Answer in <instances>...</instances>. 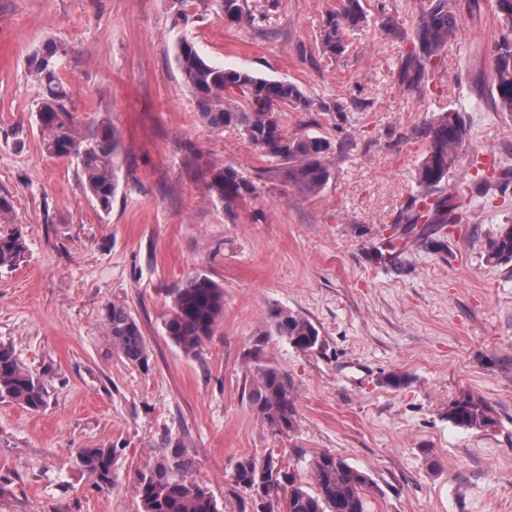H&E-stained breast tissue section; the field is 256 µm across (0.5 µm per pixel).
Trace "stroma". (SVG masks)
I'll return each mask as SVG.
<instances>
[{
	"instance_id": "1",
	"label": "stroma",
	"mask_w": 512,
	"mask_h": 512,
	"mask_svg": "<svg viewBox=\"0 0 512 512\" xmlns=\"http://www.w3.org/2000/svg\"><path fill=\"white\" fill-rule=\"evenodd\" d=\"M338 0H248L262 26L225 22L210 0H0V222L21 228L27 251L0 271V341L48 390L37 412L0 400V512H137L138 474L181 441L193 478L224 512H241L237 462L276 453H336L370 474L367 512H512V264L490 263L488 237L512 225V115L492 94V50L506 31L493 0H457L456 37L420 91L397 81L410 32L429 0H362L367 20L347 52L316 43ZM398 11L401 36L381 17ZM214 63L287 80L344 117L281 115L288 136L332 145L331 177L315 195L275 175L276 162L236 130L197 115L175 63L180 39ZM67 44L60 77L83 128L119 136V188L109 210L76 163L50 157L28 70L44 43ZM457 109L468 129L448 173L492 167L447 228L443 253L410 252L401 267L370 262L410 213L426 144L416 129ZM232 166L256 192L233 210L212 200L209 171ZM204 274L224 288V315L198 353L165 333L172 289ZM125 304L149 349L148 367L113 347L104 308ZM303 316L324 340L303 352L271 334L268 311ZM287 371L296 430L275 437L252 413L253 350ZM408 375L394 389L384 375ZM481 397L496 424L448 422L452 400ZM117 451L98 489L74 457Z\"/></svg>"
}]
</instances>
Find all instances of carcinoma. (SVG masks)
Here are the masks:
<instances>
[{
    "label": "carcinoma",
    "instance_id": "cac0c4a2",
    "mask_svg": "<svg viewBox=\"0 0 512 512\" xmlns=\"http://www.w3.org/2000/svg\"><path fill=\"white\" fill-rule=\"evenodd\" d=\"M224 20L232 24H256L266 19L262 12L245 8V0H214ZM497 17L512 32V0H494ZM365 19L361 0H340L339 7L327 13L319 30L318 47L329 58L342 56L348 47L349 31ZM460 17L456 0H430L414 24L412 48L401 59L398 80L407 90H416L433 61L452 41ZM68 55L67 47L47 42L28 59L29 72L42 86L36 104V117L51 157L78 161L85 186L103 209L112 205L118 187V138L111 125L101 124L83 130L67 107L68 92L59 77L58 65ZM175 62L185 87L197 102L204 125L214 131L234 128L255 149L279 161L275 173L307 194L320 192L330 178L326 163L331 143L318 136L288 137L280 125L281 112H306L313 107L293 83L269 79L245 70L226 69L206 60L194 43L184 39L177 45ZM493 81L500 111L512 114V39L505 37L495 46ZM244 104L238 105L234 97ZM426 142V153L415 181L421 202H433L425 212L413 211L398 231L375 248L380 263L396 265L412 250L439 253L446 247L441 230L457 223L471 186L456 185L447 192L448 173L456 153L466 143L467 126L460 112H442L418 130ZM211 197L228 210L255 193L254 183L232 166L210 173ZM26 252L21 229L0 227V269L13 268ZM488 260L512 262V226L504 227L485 245ZM172 313L165 322L167 336L186 353L200 349L212 335L224 311V289L204 274L187 279L171 292ZM271 328L297 349L309 352L322 345L316 327L306 318L279 307L268 312ZM105 324L112 345L123 357L146 366L149 359L146 339L139 323L122 303L105 309ZM254 375L247 399L250 408L268 432L281 436L295 431L297 411L295 389L288 374L265 361L260 352L253 355ZM48 391L43 380L25 368L12 347L0 343V400L30 411L47 405ZM448 422L464 429L485 430L496 423L492 408L470 394L448 405ZM116 449L84 448L75 458L93 484L103 489L112 484ZM192 461L177 444L160 455L139 474V512H223L211 491L193 480ZM305 482L283 463L268 454L244 457L236 464L233 482L249 493L252 512H366V496L373 488L372 478L331 452H321L308 463Z\"/></svg>",
    "mask_w": 512,
    "mask_h": 512
}]
</instances>
